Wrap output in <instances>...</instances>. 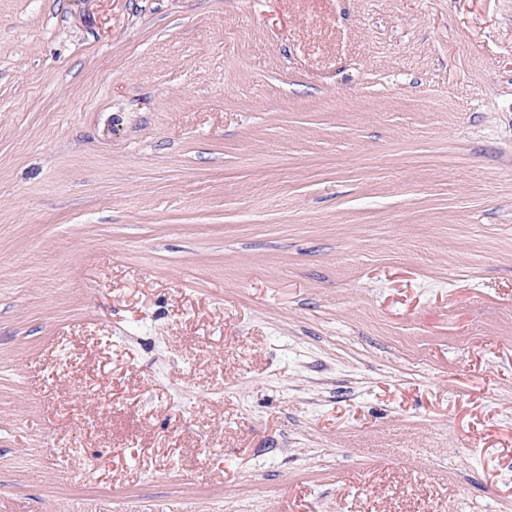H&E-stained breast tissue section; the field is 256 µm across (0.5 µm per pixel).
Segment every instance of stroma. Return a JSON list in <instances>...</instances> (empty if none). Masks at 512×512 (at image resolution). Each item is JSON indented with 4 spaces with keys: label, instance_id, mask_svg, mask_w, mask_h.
Here are the masks:
<instances>
[{
    "label": "stroma",
    "instance_id": "obj_1",
    "mask_svg": "<svg viewBox=\"0 0 512 512\" xmlns=\"http://www.w3.org/2000/svg\"><path fill=\"white\" fill-rule=\"evenodd\" d=\"M0 512H512V0H0Z\"/></svg>",
    "mask_w": 512,
    "mask_h": 512
}]
</instances>
